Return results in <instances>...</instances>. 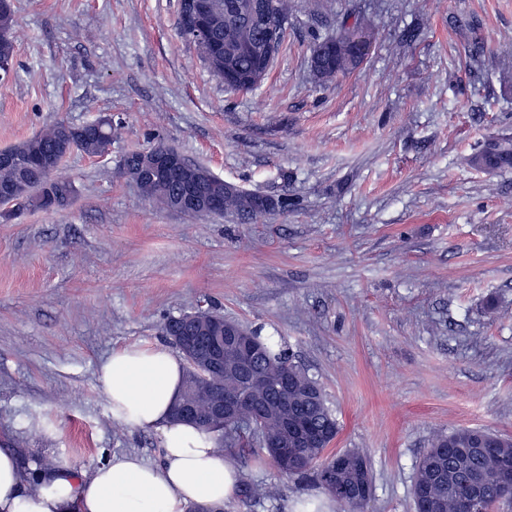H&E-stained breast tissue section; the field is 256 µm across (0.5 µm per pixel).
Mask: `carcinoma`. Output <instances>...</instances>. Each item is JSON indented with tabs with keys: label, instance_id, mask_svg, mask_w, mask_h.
I'll return each instance as SVG.
<instances>
[{
	"label": "carcinoma",
	"instance_id": "1",
	"mask_svg": "<svg viewBox=\"0 0 512 512\" xmlns=\"http://www.w3.org/2000/svg\"><path fill=\"white\" fill-rule=\"evenodd\" d=\"M229 0H198L208 15L221 20L215 30L220 39L218 49H213L199 37H194L201 56L210 71L219 79H224V60L231 56V73L239 83V90L254 88L252 76L264 69L259 56L251 49L242 46L261 41L258 25L231 13L227 7ZM15 14L11 0H0V57H15ZM375 39L373 26L358 17L346 18L336 30V34L319 40L311 48V67L320 80H332L355 71L368 55ZM75 144L77 150L90 157H101L112 150V120L99 117L92 122L65 129L64 121L59 120L47 126L36 135L14 144L6 151L17 159L10 167L0 166V187L10 188L14 195L23 200L11 218L19 217L27 210H43L44 199L49 193L48 185L34 165L37 158L59 148L55 168H60L59 160L64 155L60 149L62 136ZM474 167L497 172L512 169V138L493 137L483 142L472 156ZM213 188L224 193V210L234 213L242 221H254L264 214V210L248 208L245 201L235 193L224 190V179L212 176ZM180 188V181L158 183L144 181L140 191L149 200L173 208L174 198ZM202 325H222L227 322L224 315L210 309L193 312ZM239 328L256 341L260 347L256 363L261 367L270 383L251 389L250 399L261 408H245L241 412L242 425L224 426L222 431L212 432L215 448L222 453H258L267 457L283 478L313 475L318 485L340 506L341 512H364V507L373 493V472L366 454L355 449L333 451L331 446L340 432V424L327 403L326 396L318 381L309 374L286 346L260 335L256 329L239 325ZM288 374L299 382L301 390L293 394L295 404H305L302 389H313L315 401L310 404L312 419L317 427L325 430V436L316 444H303L296 449L298 463L286 472L282 469L273 443L281 436L284 409L273 388L283 374ZM241 387L238 370L224 367L212 372V389L230 394ZM512 470V439L480 428L463 427L448 434L436 436L430 447L420 457L412 486L415 509H420L418 489L425 485L431 495L442 500L448 512H493L495 506L506 500V490L495 480L503 469ZM472 476L483 483V499L470 505L455 496L461 479Z\"/></svg>",
	"mask_w": 512,
	"mask_h": 512
}]
</instances>
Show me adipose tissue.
<instances>
[{
	"instance_id": "ef3b65f1",
	"label": "adipose tissue",
	"mask_w": 512,
	"mask_h": 512,
	"mask_svg": "<svg viewBox=\"0 0 512 512\" xmlns=\"http://www.w3.org/2000/svg\"><path fill=\"white\" fill-rule=\"evenodd\" d=\"M98 383L114 421L160 433V462L124 454L80 472L40 469L33 491L16 456L0 449V512H186L232 497L236 471L214 450L211 435L171 417L183 385L178 356L157 347L119 348L102 363Z\"/></svg>"
}]
</instances>
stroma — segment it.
I'll list each match as a JSON object with an SVG mask.
<instances>
[{
    "mask_svg": "<svg viewBox=\"0 0 512 512\" xmlns=\"http://www.w3.org/2000/svg\"><path fill=\"white\" fill-rule=\"evenodd\" d=\"M13 6L0 149L58 120L115 128L108 155L64 160L65 207L0 222V448L23 468L159 462V432L114 421L98 372L201 306L282 340L318 380L335 449L371 461L366 512H413L437 435L512 437V170L470 163L512 136V0H291L249 92L211 75L179 0ZM355 14L375 30L366 59L318 81L311 45ZM159 143L279 207L245 223L146 199L120 165ZM231 463L275 494L224 512H336L265 458Z\"/></svg>",
    "mask_w": 512,
    "mask_h": 512,
    "instance_id": "stroma-1",
    "label": "stroma"
}]
</instances>
